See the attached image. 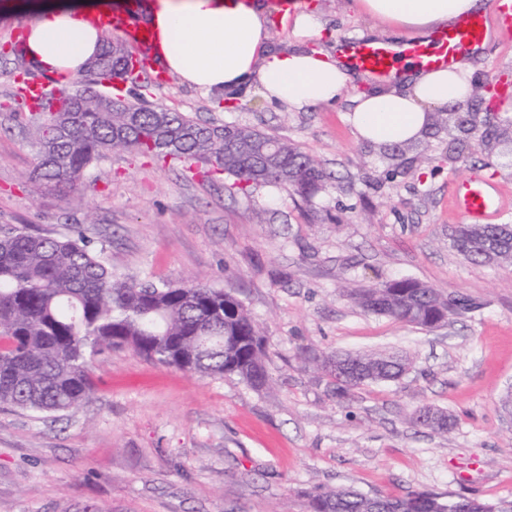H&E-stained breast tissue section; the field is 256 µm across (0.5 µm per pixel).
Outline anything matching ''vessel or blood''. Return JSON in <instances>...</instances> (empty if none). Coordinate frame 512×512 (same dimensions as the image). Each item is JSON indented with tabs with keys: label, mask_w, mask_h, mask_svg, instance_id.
<instances>
[{
	"label": "vessel or blood",
	"mask_w": 512,
	"mask_h": 512,
	"mask_svg": "<svg viewBox=\"0 0 512 512\" xmlns=\"http://www.w3.org/2000/svg\"><path fill=\"white\" fill-rule=\"evenodd\" d=\"M150 2L127 0L125 8L102 9L93 20L99 26H109L120 32L124 41L139 52L133 60L135 70H152L154 82L162 85L167 81V73L155 62V30L150 22ZM492 24L504 32H512V0H494L491 13L467 15L437 28L423 40L392 43L344 36L338 41L337 54L345 68L380 80L398 77L397 65L402 60L423 69H447L463 52L479 48ZM451 200L454 208L473 224L488 223L498 208L495 187L474 178L454 183Z\"/></svg>",
	"instance_id": "vessel-or-blood-1"
}]
</instances>
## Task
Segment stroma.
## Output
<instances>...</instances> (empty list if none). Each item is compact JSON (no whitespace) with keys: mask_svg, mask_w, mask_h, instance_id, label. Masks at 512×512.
Returning a JSON list of instances; mask_svg holds the SVG:
<instances>
[{"mask_svg":"<svg viewBox=\"0 0 512 512\" xmlns=\"http://www.w3.org/2000/svg\"><path fill=\"white\" fill-rule=\"evenodd\" d=\"M323 24V46L374 28L356 0H302ZM474 83H508L497 107L512 116V34L490 29L473 53ZM14 59L0 58V228L64 238L82 233L113 274L133 283L196 280L236 289L268 342V384L190 374L130 350L96 357V391L78 410L45 415L0 406V512H308L309 491L375 495L429 491L512 499V264H477L453 247L463 216L452 181L475 177L502 194L512 224V151L468 145L448 161V133L429 129L387 160L346 120L349 97L303 110L257 88L226 104L169 76L164 86L117 82L203 122L247 125L300 147L329 173L304 199L265 185L228 190L181 166L115 150L78 189L42 186L38 146L17 112ZM420 281L477 303L424 329L367 315L348 291ZM399 351L414 368L339 403L319 367L331 352ZM453 415L438 434L409 413Z\"/></svg>","mask_w":512,"mask_h":512,"instance_id":"1","label":"stroma"}]
</instances>
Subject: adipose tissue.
<instances>
[{
  "label": "adipose tissue",
  "mask_w": 512,
  "mask_h": 512,
  "mask_svg": "<svg viewBox=\"0 0 512 512\" xmlns=\"http://www.w3.org/2000/svg\"><path fill=\"white\" fill-rule=\"evenodd\" d=\"M381 25L425 37L431 28L479 10L481 0H358ZM96 0H37L16 11L28 31L26 53L48 72L80 74L98 53L102 32L90 21ZM162 65L182 82L231 102L254 86L263 98L302 110L336 102L353 72L322 53L268 44L263 8L253 0H155L151 6ZM474 66L461 59L445 70L405 66L388 88L354 96L348 120L376 145L421 137L428 113L466 103L474 91Z\"/></svg>",
  "instance_id": "adipose-tissue-1"
}]
</instances>
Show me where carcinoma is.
I'll use <instances>...</instances> for the list:
<instances>
[{
  "instance_id": "obj_1",
  "label": "carcinoma",
  "mask_w": 512,
  "mask_h": 512,
  "mask_svg": "<svg viewBox=\"0 0 512 512\" xmlns=\"http://www.w3.org/2000/svg\"><path fill=\"white\" fill-rule=\"evenodd\" d=\"M132 52L105 37L89 66L91 82L116 77L136 85L129 70ZM100 93L68 88L47 90L42 110L29 113L40 146L35 178L74 188L97 159L129 150L153 160L200 166L209 177L224 173L233 186L274 184L302 197L317 192L326 178L298 147L252 127L202 124L182 112L127 103L128 111ZM429 126L448 129V159L456 161L464 140L493 154L512 143V129L478 114L435 112ZM458 253L486 263L512 260V224H463L453 233ZM365 313L429 327L446 316L473 308L413 279H394L347 294ZM229 336V343L224 337ZM132 350L144 358L185 372L236 377L253 388L267 384L266 340L233 288L191 281L181 285L134 284L117 279L101 255L82 237L58 239L20 229L0 232V405L36 413L78 409L93 394L92 364L105 350ZM398 354L326 356L322 368L338 401L368 384L395 382L410 370ZM414 425L443 433L455 420L433 406L411 413ZM310 512H512V500L445 499L431 492L369 496L352 489L305 493Z\"/></svg>"
}]
</instances>
